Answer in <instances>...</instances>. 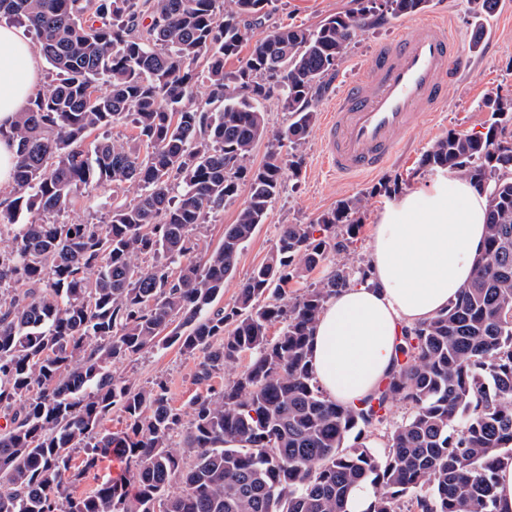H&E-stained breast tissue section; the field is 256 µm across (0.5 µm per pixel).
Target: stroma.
<instances>
[{"label":"stroma","mask_w":512,"mask_h":512,"mask_svg":"<svg viewBox=\"0 0 512 512\" xmlns=\"http://www.w3.org/2000/svg\"><path fill=\"white\" fill-rule=\"evenodd\" d=\"M355 6V0H274L271 15L264 26L251 31L250 38L261 39L269 29L281 24L314 26ZM423 16L446 21L450 31L466 42L473 58L471 72L449 86L442 111L429 113L405 135L402 149L383 171L355 180L337 178L325 165L327 115L342 84L363 69L373 50L395 34L399 22L388 17L360 33L348 46L326 92L314 103L317 121L302 148L304 165L300 175L286 176L284 188L272 203L264 224L258 226L241 251L233 274L225 279L221 306L232 307L240 284L270 257L280 225L311 223L351 197L362 198L364 208L361 231L348 262L355 267L365 266L373 227L394 199L393 194L381 192V185L395 180L399 191L406 193L426 184L433 173L420 169L419 161L429 145L451 131L466 134L482 128L488 119L482 107L486 96H512V0H500L496 12L489 16L475 14L471 0H430ZM135 193V188L129 185L103 183L80 187L63 218L84 224L99 222L114 201H131ZM199 360V355L185 354L173 346L150 350L116 364L113 373L140 387L166 381L172 406L184 410L207 387L222 388L239 373L235 366L221 370L206 385L195 377Z\"/></svg>","instance_id":"1"}]
</instances>
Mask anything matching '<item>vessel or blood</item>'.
<instances>
[{
    "instance_id": "vessel-or-blood-1",
    "label": "vessel or blood",
    "mask_w": 512,
    "mask_h": 512,
    "mask_svg": "<svg viewBox=\"0 0 512 512\" xmlns=\"http://www.w3.org/2000/svg\"><path fill=\"white\" fill-rule=\"evenodd\" d=\"M471 65L466 46L438 20L400 26L336 99L325 126L330 168L350 177L386 168L403 135L440 111L449 85Z\"/></svg>"
}]
</instances>
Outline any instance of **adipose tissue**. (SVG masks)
<instances>
[{"instance_id":"adipose-tissue-1","label":"adipose tissue","mask_w":512,"mask_h":512,"mask_svg":"<svg viewBox=\"0 0 512 512\" xmlns=\"http://www.w3.org/2000/svg\"><path fill=\"white\" fill-rule=\"evenodd\" d=\"M42 57L25 28L0 25V190L18 161L9 138L41 89ZM487 196L464 176L439 177L386 207L369 241L367 277L326 302L311 365L331 399L354 405L393 368L404 329L428 321L471 280L484 251Z\"/></svg>"}]
</instances>
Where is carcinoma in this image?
<instances>
[{"label":"carcinoma","mask_w":512,"mask_h":512,"mask_svg":"<svg viewBox=\"0 0 512 512\" xmlns=\"http://www.w3.org/2000/svg\"><path fill=\"white\" fill-rule=\"evenodd\" d=\"M429 2L362 0L314 28L278 26L244 55L273 0H0V15L29 23L58 75L9 133L19 159L0 223L35 209L45 220L18 225L0 249V512H348L363 483L376 488L365 512H501L496 476L512 465L511 96L486 100L481 135L450 132L420 161L489 182L484 256L445 312L406 331L395 369L369 398L332 401L309 368L313 326L353 272L338 262L288 299L289 283L357 241L361 199L314 224L280 225L234 306L214 307L285 173H300L312 103L348 46L373 18ZM275 94L289 123L273 139L291 152L273 147L255 167ZM125 119L130 141L85 148L91 131ZM93 182L137 194L112 205L105 224L59 219L74 189ZM243 185L223 242L198 260L193 230ZM275 322L284 329L271 339ZM173 345L203 353L200 381L251 356L232 384L193 398L178 443L182 413L167 383L145 389L112 374L116 362ZM395 402L410 416L379 453L360 438ZM114 407L127 420L121 435L100 429ZM115 448L130 477L74 494Z\"/></svg>","instance_id":"obj_1"}]
</instances>
